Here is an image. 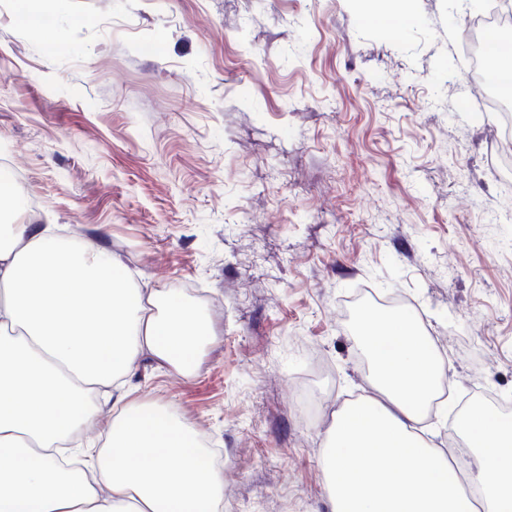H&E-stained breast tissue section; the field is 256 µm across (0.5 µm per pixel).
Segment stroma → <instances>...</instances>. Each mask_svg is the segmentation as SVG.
Returning <instances> with one entry per match:
<instances>
[{"label":"stroma","mask_w":512,"mask_h":512,"mask_svg":"<svg viewBox=\"0 0 512 512\" xmlns=\"http://www.w3.org/2000/svg\"><path fill=\"white\" fill-rule=\"evenodd\" d=\"M462 2L391 33L351 0H65L47 39L0 0L22 217L201 312L195 368L130 383L224 458V512H327L355 303L409 316L468 406L512 397V186Z\"/></svg>","instance_id":"1"}]
</instances>
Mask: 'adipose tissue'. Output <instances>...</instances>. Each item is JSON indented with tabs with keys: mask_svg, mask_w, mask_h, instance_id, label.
Wrapping results in <instances>:
<instances>
[{
	"mask_svg": "<svg viewBox=\"0 0 512 512\" xmlns=\"http://www.w3.org/2000/svg\"><path fill=\"white\" fill-rule=\"evenodd\" d=\"M365 23L415 22L413 0H360ZM0 173V512H224V479L171 407L130 397L142 355L190 372L206 327L196 310L139 287L106 250L22 222ZM370 394L336 415L324 446L328 512H512V421L477 406L459 427L477 467L467 497L448 456L415 426L446 371L407 317L358 342ZM112 389L103 443L92 400Z\"/></svg>",
	"mask_w": 512,
	"mask_h": 512,
	"instance_id": "adipose-tissue-1",
	"label": "adipose tissue"
}]
</instances>
